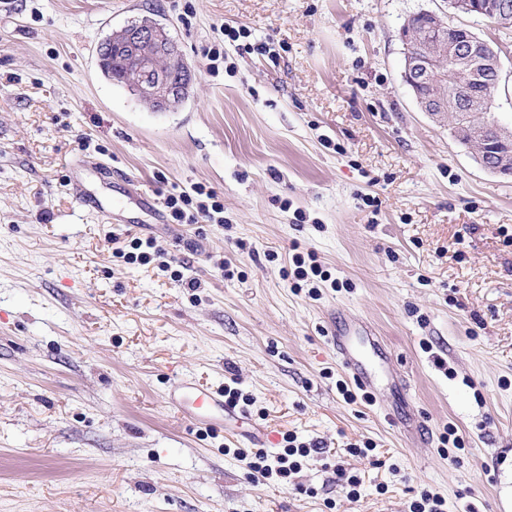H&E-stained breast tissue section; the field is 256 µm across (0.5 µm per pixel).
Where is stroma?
Listing matches in <instances>:
<instances>
[{
    "mask_svg": "<svg viewBox=\"0 0 512 512\" xmlns=\"http://www.w3.org/2000/svg\"><path fill=\"white\" fill-rule=\"evenodd\" d=\"M448 0H0V512H512V178L484 171L402 79L399 30ZM159 20L194 83L155 112L105 79L98 47ZM497 46L512 126V32ZM283 47L211 75L217 28ZM91 149L81 150V140ZM225 223L170 224L172 185ZM122 206L106 224L98 206ZM153 237L172 270L115 249ZM245 240L247 249L236 246ZM315 253L317 295L286 277ZM361 319L400 381L346 401L326 332ZM234 383L251 418L319 443L291 485L253 478L233 425L195 422L175 382ZM456 429L455 459L440 437ZM371 441L372 456L351 443ZM357 474L350 499L333 470ZM409 512H445V500L436 493L422 490L419 498L414 499Z\"/></svg>",
    "mask_w": 512,
    "mask_h": 512,
    "instance_id": "obj_1",
    "label": "stroma"
}]
</instances>
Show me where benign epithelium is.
<instances>
[{"instance_id":"obj_1","label":"benign epithelium","mask_w":512,"mask_h":512,"mask_svg":"<svg viewBox=\"0 0 512 512\" xmlns=\"http://www.w3.org/2000/svg\"><path fill=\"white\" fill-rule=\"evenodd\" d=\"M484 8L482 0H448V14L432 13L437 23L435 32L442 33L449 14L478 16L483 14ZM400 39L407 47L423 36L407 25L401 28ZM120 42L142 48L132 59L127 77L150 109L166 112L184 103L194 82L193 74L183 53L169 41L162 26L133 21L122 28ZM425 43V55L406 54L402 75L404 83L414 93L418 107L433 119L448 120L456 140L484 170L495 175L511 173L512 151L495 154L491 164L486 161L488 143L478 135V120L483 116L480 112L483 93L473 91L466 99L456 101L448 93L446 84L439 81L440 74L447 69L448 59L453 58L461 63L452 70L456 84L478 85L492 76L499 82L503 75L499 52L483 50L471 34L454 43L439 38L427 39Z\"/></svg>"}]
</instances>
